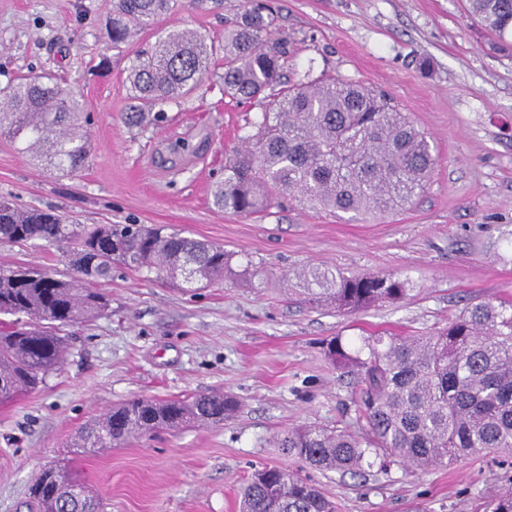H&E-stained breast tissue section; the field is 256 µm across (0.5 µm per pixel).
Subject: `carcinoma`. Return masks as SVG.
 <instances>
[{
	"label": "carcinoma",
	"instance_id": "1",
	"mask_svg": "<svg viewBox=\"0 0 512 512\" xmlns=\"http://www.w3.org/2000/svg\"><path fill=\"white\" fill-rule=\"evenodd\" d=\"M175 0H114L112 44L137 31L156 37L128 67V120H158L200 84L210 61L224 54V94L242 103L281 83L284 43L265 39L273 13L265 0L249 6L217 45L197 32L157 27ZM468 13L493 32L497 47L512 42V0H468ZM0 135L20 153L63 173L88 161V134L74 93L47 74L0 89ZM251 145L224 163L216 206L250 216L271 191L296 192L324 210L389 213L410 204L436 163L426 137L393 98L340 79L285 85L263 113ZM78 242L74 275L47 268L0 266V402L37 390L65 360L66 328L96 318L109 300L94 285L117 267L147 270L208 285L232 270L224 247L165 226L99 224L89 230L52 210L21 208L0 199V244ZM300 280L308 301L345 313L405 297L408 280L391 274L345 277L311 268ZM326 358L361 379L351 426L288 431L277 447L311 468L359 474L398 462L417 469L446 467L484 451L512 450V303L468 306L430 336H362L351 346L338 336ZM238 403L222 393L189 399L134 398L108 410L82 447L124 443L157 429L221 424ZM29 512H100V502L60 465L44 467L28 489ZM239 512H336L335 503L285 467L255 470L240 491Z\"/></svg>",
	"mask_w": 512,
	"mask_h": 512
}]
</instances>
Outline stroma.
<instances>
[{"label":"stroma","mask_w":512,"mask_h":512,"mask_svg":"<svg viewBox=\"0 0 512 512\" xmlns=\"http://www.w3.org/2000/svg\"><path fill=\"white\" fill-rule=\"evenodd\" d=\"M245 0H178L163 30L223 41ZM270 40L285 41L290 78L349 79L394 97L438 157L423 192L381 216L334 214L281 194L268 212L218 208L212 188L246 147L278 94L236 103L223 61L160 122H128L129 61L143 33L112 45V0H0V88L49 72L77 93L93 144L63 175L0 138V197L52 208L82 225H166L223 245L233 272L183 288L142 271L97 288L111 310L68 327L64 366L40 391L0 404V512H26L27 489L60 460L97 494L103 512H238L254 469L287 466L339 512H483L512 488V453L471 455L445 468L393 464L362 474L319 471L289 457L279 436L347 425L353 376L323 344L335 336H427L477 301L512 302V51L467 15V0H272ZM187 143L188 151L173 148ZM73 245L0 244V265L71 273ZM394 274L408 295L347 316L301 299L299 272ZM220 391L240 404L223 424L160 430L86 453L82 427L134 397Z\"/></svg>","instance_id":"1"}]
</instances>
